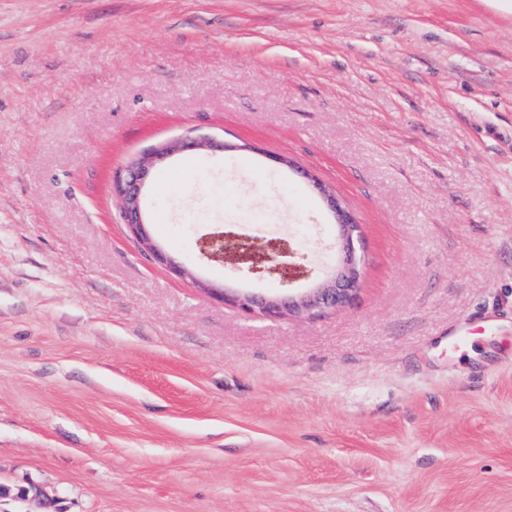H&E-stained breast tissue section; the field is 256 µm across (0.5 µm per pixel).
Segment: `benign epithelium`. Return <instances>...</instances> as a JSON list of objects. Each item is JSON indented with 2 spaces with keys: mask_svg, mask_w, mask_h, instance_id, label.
<instances>
[{
  "mask_svg": "<svg viewBox=\"0 0 512 512\" xmlns=\"http://www.w3.org/2000/svg\"><path fill=\"white\" fill-rule=\"evenodd\" d=\"M209 146L217 151L235 152L236 144L224 141H209L186 137L167 142L152 151L132 160L122 171L113 176V190L119 196L125 224L142 247L153 253L157 262L165 265L174 274L194 278L193 272L182 266L173 257L160 250L154 242L142 212L141 192L147 185L152 171L164 164L178 152ZM314 187L324 195L331 215L333 247L336 259L328 266V278L312 288L296 294L256 293L247 289L214 288L213 295L244 313L258 312L271 318L285 315L311 318L329 308L336 309L352 304L360 290L364 257L362 254V230L355 215L343 207L336 195L319 181ZM200 254L210 262L245 267L251 273H275L283 281L300 277L295 261L293 242L270 239L266 242L239 237L215 225L200 234L196 240Z\"/></svg>",
  "mask_w": 512,
  "mask_h": 512,
  "instance_id": "obj_1",
  "label": "benign epithelium"
}]
</instances>
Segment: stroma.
<instances>
[{"label":"stroma","instance_id":"obj_1","mask_svg":"<svg viewBox=\"0 0 512 512\" xmlns=\"http://www.w3.org/2000/svg\"><path fill=\"white\" fill-rule=\"evenodd\" d=\"M132 238L112 175L190 136ZM292 168L272 165L269 155ZM269 319L209 224L326 258ZM0 512H512V13L491 0H0ZM314 187L324 195L331 215L333 247L336 259L328 266V278L313 288H303L299 293H256L251 289L211 288L213 295L244 313L258 312L271 318L285 315L311 318L326 309L352 304L360 290L364 257L362 230L355 215L343 207L336 195L313 179Z\"/></svg>","mask_w":512,"mask_h":512}]
</instances>
